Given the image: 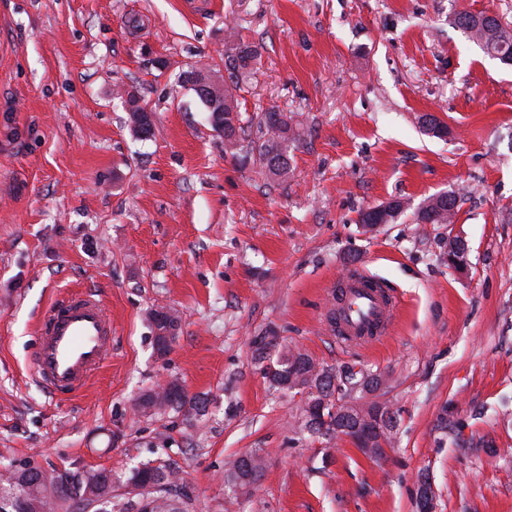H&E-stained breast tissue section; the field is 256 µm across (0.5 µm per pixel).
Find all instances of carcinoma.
Returning a JSON list of instances; mask_svg holds the SVG:
<instances>
[{"label": "carcinoma", "mask_w": 512, "mask_h": 512, "mask_svg": "<svg viewBox=\"0 0 512 512\" xmlns=\"http://www.w3.org/2000/svg\"><path fill=\"white\" fill-rule=\"evenodd\" d=\"M474 13L464 11L456 14L453 25L474 42L484 43L502 58L512 62V25L502 22L495 15L483 14L486 25L472 26L469 20ZM258 57V50L251 42L231 38L224 52V68L236 76L249 69ZM241 87L237 82L224 83V93L216 98L203 100L210 113H220L212 122L213 130L224 136L225 147L239 157L243 163L257 161L271 176L283 177L288 174V154L283 143L288 140L290 126L287 119L276 123L267 115L258 122L261 140L243 145L246 129L240 124L238 97ZM449 203L439 196L423 202L421 209L433 214L432 223L449 224L456 214L457 198L448 195ZM154 341H159L166 322L176 323L179 318L163 315L156 309L148 313ZM277 347V337L261 336L254 342L255 359L263 362L269 350ZM315 361L305 354L291 350L279 352L276 361L263 367V374L273 387L292 391L299 387L308 390V401L301 408L300 427L312 436L332 439L336 436V399L345 397L360 373L348 369L338 375L328 367H321L328 380L317 378L307 380L305 373ZM203 402L184 393L178 395L169 389L149 388L142 392L134 403L137 409L154 407L156 412L182 413L193 419L200 415ZM263 457L236 459L227 470L225 478L236 487L249 490L262 476L260 466ZM30 464H9L0 470V512H84L80 504L85 501L101 503L103 512H142L149 507L151 512H193L194 499L181 476L180 470L166 460H153L132 468L129 472L114 475L88 469L78 474L52 472L49 483L34 490L29 483ZM124 486L141 484L150 488L151 501L126 499L116 493L114 483Z\"/></svg>", "instance_id": "1"}]
</instances>
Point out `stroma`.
Returning a JSON list of instances; mask_svg holds the SVG:
<instances>
[{
    "label": "stroma",
    "mask_w": 512,
    "mask_h": 512,
    "mask_svg": "<svg viewBox=\"0 0 512 512\" xmlns=\"http://www.w3.org/2000/svg\"><path fill=\"white\" fill-rule=\"evenodd\" d=\"M188 2L0 0V461L123 473L162 458L195 512H227L224 473L256 450L240 512H419L424 476L435 512H512V67L452 24L465 10L512 23V0ZM232 31L259 48L242 119L290 121L286 176L227 150L184 81L223 74ZM133 97L150 139L128 125ZM426 113L446 135L423 131ZM444 192L453 223H417ZM394 199L405 213L366 231L360 212ZM354 268L400 309L389 336L344 349L324 313ZM85 289L112 319V356L55 398L32 375L36 322ZM155 308L180 322L163 358ZM272 332L384 375L398 418L382 457L300 429L305 394L272 387L253 355ZM174 378L203 416L135 414Z\"/></svg>",
    "instance_id": "35a3bbf8"
}]
</instances>
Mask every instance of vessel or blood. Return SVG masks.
Wrapping results in <instances>:
<instances>
[{
	"instance_id": "obj_1",
	"label": "vessel or blood",
	"mask_w": 512,
	"mask_h": 512,
	"mask_svg": "<svg viewBox=\"0 0 512 512\" xmlns=\"http://www.w3.org/2000/svg\"><path fill=\"white\" fill-rule=\"evenodd\" d=\"M336 340L344 346L373 341L392 328L395 298L372 277L349 271L336 283ZM112 350V323L89 292L54 300L37 324L33 374L51 394L83 389Z\"/></svg>"
}]
</instances>
